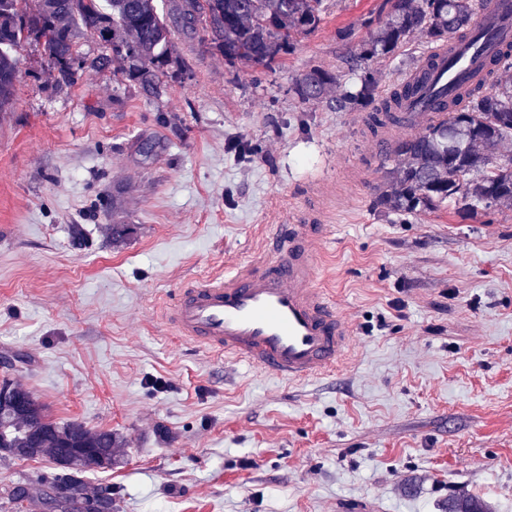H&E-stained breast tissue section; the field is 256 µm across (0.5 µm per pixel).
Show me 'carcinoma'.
<instances>
[{
  "label": "carcinoma",
  "instance_id": "cac0c4a2",
  "mask_svg": "<svg viewBox=\"0 0 512 512\" xmlns=\"http://www.w3.org/2000/svg\"><path fill=\"white\" fill-rule=\"evenodd\" d=\"M489 0H394L387 19L369 28L360 52L348 62V73L360 88L336 96V110L369 113L372 130L383 125L381 115L398 112L414 90L397 85L376 95L377 71L364 61L390 60L407 37L421 33L433 47L463 37L475 11ZM0 0V111L13 100L18 54L30 41L53 66L55 82L69 85L84 68L106 71L115 64H140L135 70L153 96L165 85L146 69L167 61L175 28L158 11L155 0ZM190 12L181 30L201 31L224 59L272 67L291 49L295 33L318 28L323 0H181L179 13ZM96 33L111 43L112 54L90 59L78 51L77 38ZM341 75L313 67L294 83L296 96L320 103L340 85ZM512 138V48L508 60L490 71L486 83L454 99L448 117L425 131L400 141L381 160L388 179L380 197L400 212L438 203H463L472 213L512 202V156L501 155L499 144ZM479 174L473 179V174ZM17 405L0 413V451L18 459L44 457L57 473L47 481L29 479L15 484L8 500L21 505L37 497L47 512H116L112 486L91 487L85 473L112 467L118 440L110 430H93L84 423L51 420L33 394L14 387Z\"/></svg>",
  "mask_w": 512,
  "mask_h": 512
}]
</instances>
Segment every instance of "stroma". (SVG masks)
<instances>
[{
    "instance_id": "stroma-1",
    "label": "stroma",
    "mask_w": 512,
    "mask_h": 512,
    "mask_svg": "<svg viewBox=\"0 0 512 512\" xmlns=\"http://www.w3.org/2000/svg\"><path fill=\"white\" fill-rule=\"evenodd\" d=\"M389 9L327 0L270 69L176 33L158 98L123 71L55 87L21 51L0 112V355L27 362L0 378L113 432L111 468L85 478L118 512H448L460 496L512 512V205L391 211L374 135L291 92L314 66L346 74L337 30L365 37ZM426 51L413 34L377 63L379 92ZM310 188L319 285L354 329L344 364L295 383L179 342L163 298L246 262ZM112 224L133 232L113 241ZM50 472L0 457V512Z\"/></svg>"
}]
</instances>
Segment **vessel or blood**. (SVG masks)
I'll return each mask as SVG.
<instances>
[{
  "mask_svg": "<svg viewBox=\"0 0 512 512\" xmlns=\"http://www.w3.org/2000/svg\"><path fill=\"white\" fill-rule=\"evenodd\" d=\"M472 25L478 47L463 43L428 51L429 83L388 121L380 154L392 152L394 132L444 118L459 85L486 77L493 60L512 45V0H492L475 13ZM326 230L308 204L290 224L266 225L250 261L178 289L163 307L164 319L181 342L245 360L281 379L301 381L334 370L352 332L317 285Z\"/></svg>",
  "mask_w": 512,
  "mask_h": 512,
  "instance_id": "b4317fda",
  "label": "vessel or blood"
}]
</instances>
